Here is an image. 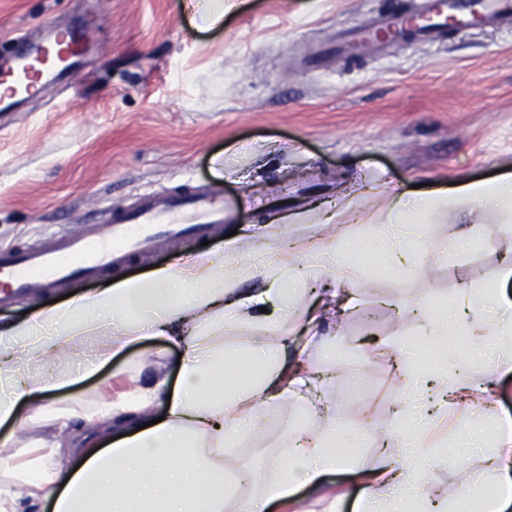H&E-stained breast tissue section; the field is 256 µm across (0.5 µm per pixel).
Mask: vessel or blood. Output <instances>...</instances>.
I'll return each mask as SVG.
<instances>
[{
	"label": "vessel or blood",
	"instance_id": "1",
	"mask_svg": "<svg viewBox=\"0 0 512 512\" xmlns=\"http://www.w3.org/2000/svg\"><path fill=\"white\" fill-rule=\"evenodd\" d=\"M421 16L418 35L435 39L444 34L452 17L491 26L512 24V0H424ZM32 55L29 49L18 53L17 67L0 93L1 106L12 107L40 91L45 74L31 64ZM212 196V189L205 185L180 195H147L130 206L111 210L105 234L57 235L43 248L0 251V278L14 286L13 292L0 294V303L9 304L16 292L58 288L76 277L122 269L132 255L161 247L158 226H168L174 234L209 232L227 216L224 209L213 206Z\"/></svg>",
	"mask_w": 512,
	"mask_h": 512
}]
</instances>
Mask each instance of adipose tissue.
Wrapping results in <instances>:
<instances>
[{"mask_svg":"<svg viewBox=\"0 0 512 512\" xmlns=\"http://www.w3.org/2000/svg\"><path fill=\"white\" fill-rule=\"evenodd\" d=\"M448 199L496 212L498 231L512 235L511 172L417 196L412 224L401 222L407 200L395 192L377 242L399 272L423 271L431 209ZM321 250L333 260L336 285L318 296L316 309L321 319H336L361 267L334 235H323ZM301 261L297 252H274L262 286L249 288L250 267L231 259L219 264L204 252L0 324V426L14 428L0 443V512H28L39 503L51 512H240L244 486L249 512H282L306 486L319 491L321 512H336L323 490L342 469L364 486L360 512H405L410 504L417 512H454L458 500L485 491L484 512H505L512 505V419L497 421L488 435L474 423L491 414L480 393L494 387L498 373L512 372V298L476 290L449 298V316L427 320L420 344L451 366L428 377H420L408 337L387 340L384 353L402 401L392 424L348 432L323 395L337 376L335 363H289L284 334L256 337L245 348L224 342L227 328L274 330L292 319L285 286L300 282ZM92 336L103 344L78 352ZM146 336L180 349L177 386L158 372L136 405L102 402L79 412L49 403L48 393L74 386ZM60 360L69 368L44 372ZM158 398L165 418L157 423L148 407ZM286 402L298 413L287 442L239 463L237 443L258 430L262 411ZM462 404L471 409L461 432L472 453L433 454L408 423L411 409L434 419ZM77 418L85 429H71ZM364 446L377 448L378 467L360 466L354 451ZM439 465L462 472V480L452 492L419 495L427 472Z\"/></svg>","mask_w":512,"mask_h":512,"instance_id":"adipose-tissue-1","label":"adipose tissue"}]
</instances>
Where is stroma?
I'll use <instances>...</instances> for the list:
<instances>
[{"instance_id":"obj_1","label":"stroma","mask_w":512,"mask_h":512,"mask_svg":"<svg viewBox=\"0 0 512 512\" xmlns=\"http://www.w3.org/2000/svg\"><path fill=\"white\" fill-rule=\"evenodd\" d=\"M192 0H0V77L18 37L41 43L74 29L86 53L43 93L0 112V249L46 244L53 232L104 225V212L141 195L209 184L233 204L237 258L257 264L279 243L316 249L326 231L348 242L384 223L386 200L412 186L449 188L512 171V28L479 25L439 42L412 38L312 60V53L375 17L417 11L419 0H241L204 23ZM491 223L468 202L439 205L423 274L400 276L369 250L355 301L327 351L340 374L325 394L345 427L385 424L394 380L368 343L399 332L418 338L425 318L464 289L505 287L499 271L512 236L491 233L460 254L439 248L465 220ZM177 237L144 264L201 251ZM178 351L156 337L132 345L95 376L50 401L86 405L98 392L132 395L156 369L177 382ZM292 407L263 412L241 443L256 459L288 438Z\"/></svg>"}]
</instances>
